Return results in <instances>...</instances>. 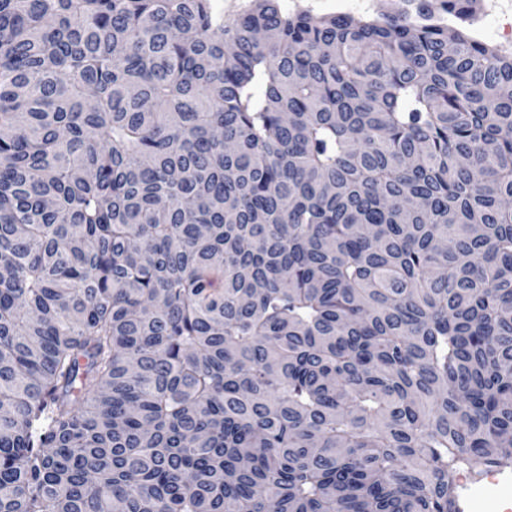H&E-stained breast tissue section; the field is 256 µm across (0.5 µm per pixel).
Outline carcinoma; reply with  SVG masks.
Returning <instances> with one entry per match:
<instances>
[{"instance_id": "1", "label": "carcinoma", "mask_w": 512, "mask_h": 512, "mask_svg": "<svg viewBox=\"0 0 512 512\" xmlns=\"http://www.w3.org/2000/svg\"><path fill=\"white\" fill-rule=\"evenodd\" d=\"M471 2L0 0V512H456L512 466Z\"/></svg>"}]
</instances>
